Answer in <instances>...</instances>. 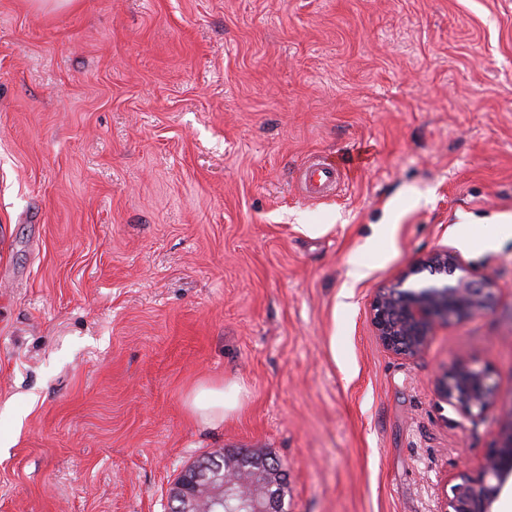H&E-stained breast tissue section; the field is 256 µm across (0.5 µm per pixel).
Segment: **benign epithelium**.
I'll return each mask as SVG.
<instances>
[{"instance_id": "benign-epithelium-1", "label": "benign epithelium", "mask_w": 512, "mask_h": 512, "mask_svg": "<svg viewBox=\"0 0 512 512\" xmlns=\"http://www.w3.org/2000/svg\"><path fill=\"white\" fill-rule=\"evenodd\" d=\"M429 272L433 280L420 288L404 287L402 278L379 290L371 305V321L383 345L404 356H415L429 345L439 321L463 319L488 309L494 298L492 284L465 274L458 253L435 252L415 267L411 274ZM439 397L464 416L492 406L496 393L488 373L462 361L438 381ZM512 480V419L506 418L499 432V446L486 457L478 484L465 479L453 488L448 512H495L494 505ZM254 490L245 474L213 471L206 483L188 477L169 497V512H205L203 504H228L242 488ZM279 503L255 493L236 506V512H279Z\"/></svg>"}]
</instances>
